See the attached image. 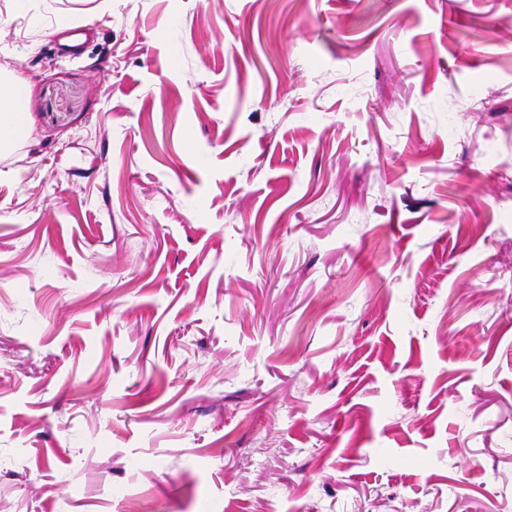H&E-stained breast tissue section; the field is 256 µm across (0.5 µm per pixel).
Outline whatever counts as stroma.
I'll return each mask as SVG.
<instances>
[{"label": "stroma", "mask_w": 512, "mask_h": 512, "mask_svg": "<svg viewBox=\"0 0 512 512\" xmlns=\"http://www.w3.org/2000/svg\"><path fill=\"white\" fill-rule=\"evenodd\" d=\"M0 512H512V0H0ZM19 95L13 90H1L0 93V127L7 131L8 138L1 136V144L8 141L10 137L16 134H27L28 124L20 107Z\"/></svg>", "instance_id": "stroma-1"}]
</instances>
